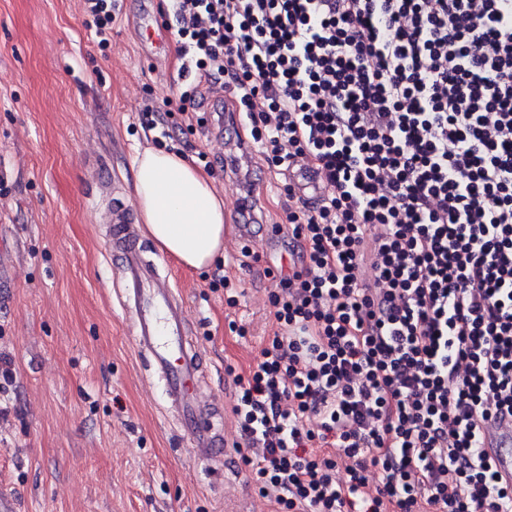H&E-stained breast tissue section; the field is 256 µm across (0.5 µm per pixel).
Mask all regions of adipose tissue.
<instances>
[{
    "mask_svg": "<svg viewBox=\"0 0 512 512\" xmlns=\"http://www.w3.org/2000/svg\"><path fill=\"white\" fill-rule=\"evenodd\" d=\"M135 199L149 237L182 265L202 269L224 253L226 205L182 154L146 149L134 160Z\"/></svg>",
    "mask_w": 512,
    "mask_h": 512,
    "instance_id": "1",
    "label": "adipose tissue"
}]
</instances>
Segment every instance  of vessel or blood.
<instances>
[{
	"mask_svg": "<svg viewBox=\"0 0 512 512\" xmlns=\"http://www.w3.org/2000/svg\"><path fill=\"white\" fill-rule=\"evenodd\" d=\"M299 196L313 197L321 190L317 170L301 163L292 168ZM258 203L253 194L241 195L235 211L239 236L249 234L257 222ZM109 248L118 263L122 288L121 312L137 355L161 381L165 405L181 420L194 456L220 463L224 435L221 411L206 405L200 395L207 365L186 338L187 305L177 283L162 274V261L140 242V228L121 192H113L109 210ZM482 452L491 458L500 476L512 482V417L489 420L480 439Z\"/></svg>",
	"mask_w": 512,
	"mask_h": 512,
	"instance_id": "1",
	"label": "vessel or blood"
}]
</instances>
